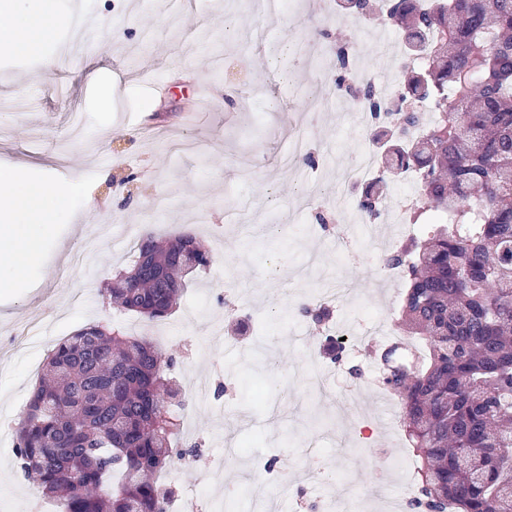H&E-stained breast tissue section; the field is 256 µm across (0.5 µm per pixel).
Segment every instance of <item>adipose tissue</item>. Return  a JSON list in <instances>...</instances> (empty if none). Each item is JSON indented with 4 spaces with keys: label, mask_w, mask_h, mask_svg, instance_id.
Listing matches in <instances>:
<instances>
[{
    "label": "adipose tissue",
    "mask_w": 512,
    "mask_h": 512,
    "mask_svg": "<svg viewBox=\"0 0 512 512\" xmlns=\"http://www.w3.org/2000/svg\"><path fill=\"white\" fill-rule=\"evenodd\" d=\"M19 0H0V15L10 21L0 25V52L33 54L56 38L69 17L54 0H33L20 10ZM80 194L79 186L57 188L44 182H24L11 170H0V239L13 246L0 251V268L21 277L39 254L41 243L57 217L69 211Z\"/></svg>",
    "instance_id": "adipose-tissue-1"
}]
</instances>
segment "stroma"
Segmentation results:
<instances>
[{
    "instance_id": "obj_1",
    "label": "stroma",
    "mask_w": 512,
    "mask_h": 512,
    "mask_svg": "<svg viewBox=\"0 0 512 512\" xmlns=\"http://www.w3.org/2000/svg\"><path fill=\"white\" fill-rule=\"evenodd\" d=\"M308 0H283L279 14L256 17L245 0H57L75 23L93 17L98 31L88 48L71 52L73 27L63 29L41 50L24 57L0 55V98H25L23 110L0 108V167L27 180L66 188L80 183L83 194L73 213L59 215L16 286L0 290V422L12 426L55 345L76 330L112 320L101 292L124 269L132 248L146 233L171 238L192 233L213 256L196 274L167 319L123 318L125 330L173 353L168 371L179 382L185 413L198 430L202 461L224 451L226 439L258 451L274 449L290 481L279 494V512H318L320 485L295 481L306 462L304 442L316 441L324 468L363 488L367 512L383 499L400 498L417 478V463L403 435L401 404L387 405L368 393L364 409L387 431L385 439L355 452L348 464L336 413L335 393L301 385L306 350H318L337 325L364 319L386 302L398 316L402 280L382 284L368 253L345 259L324 237L303 239L298 228L315 221L300 211L297 194L308 180L334 191L337 163L351 164L375 145L323 96H310L317 80L336 74L335 18L307 11ZM349 40L355 63L375 78L401 76L412 62L401 53L400 28L385 16L358 19ZM236 94L226 104L223 89ZM112 94V109L98 99ZM319 113L307 129L312 164L284 165L292 128ZM164 198L159 216L148 205ZM111 221L99 239L95 261L72 270L74 255L88 233ZM316 254L336 287H350L345 309L313 329L299 304L284 306L289 293L310 295L315 282L302 278L304 254ZM233 286L241 307L224 308V289ZM277 317L273 352L256 364L237 344L245 317ZM225 344L211 346L212 333ZM227 385L213 408L198 405L192 388ZM235 411L225 419L223 409ZM16 438L0 439V512H30L42 500L37 484L17 468ZM161 479L174 491L181 512H229L224 494L207 491L199 476L180 463Z\"/></svg>"
}]
</instances>
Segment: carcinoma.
I'll return each instance as SVG.
<instances>
[{"label": "carcinoma", "mask_w": 512, "mask_h": 512, "mask_svg": "<svg viewBox=\"0 0 512 512\" xmlns=\"http://www.w3.org/2000/svg\"><path fill=\"white\" fill-rule=\"evenodd\" d=\"M426 65L400 89L389 120L398 148L377 182L414 167L412 222L432 224L387 255L402 268L400 326L424 349L392 365L386 388L403 405L416 451L418 504L427 512H512V0H383ZM368 15L373 0H338ZM374 119L386 110L372 86L357 91ZM434 114L417 138L418 112ZM355 207L380 217L378 196ZM211 263L192 236L134 248L131 266L104 289L121 315L159 321L173 313L197 270ZM173 358L116 324L89 325L59 342L16 428L19 468L64 512H167L159 481L179 431L165 386Z\"/></svg>", "instance_id": "obj_1"}]
</instances>
